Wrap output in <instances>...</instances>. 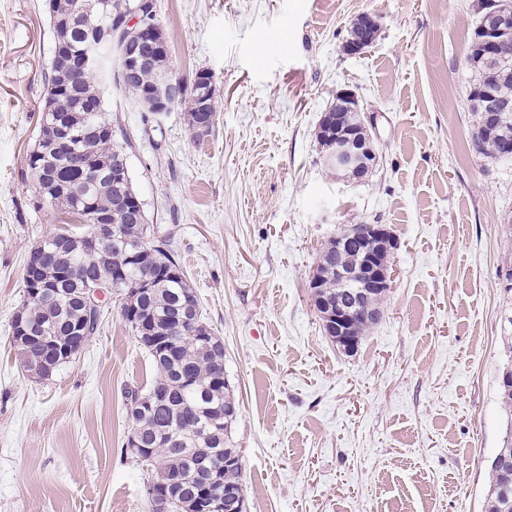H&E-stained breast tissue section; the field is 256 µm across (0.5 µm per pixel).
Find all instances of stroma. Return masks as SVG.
<instances>
[{"mask_svg":"<svg viewBox=\"0 0 512 512\" xmlns=\"http://www.w3.org/2000/svg\"><path fill=\"white\" fill-rule=\"evenodd\" d=\"M154 13L175 74L212 73L215 124L194 138L183 109L151 115L116 83L103 116L224 340L249 512H486L487 462L512 427L498 396L512 159L471 146L477 0H154ZM363 13L379 33L346 54ZM52 48L45 0H0V512H151L124 392L154 371L118 295L49 379L11 341L28 251L83 230L26 174ZM343 89L373 118L379 162L362 180L330 172L316 138ZM353 224L387 225L397 247L383 318L347 353L309 281Z\"/></svg>","mask_w":512,"mask_h":512,"instance_id":"obj_1","label":"stroma"}]
</instances>
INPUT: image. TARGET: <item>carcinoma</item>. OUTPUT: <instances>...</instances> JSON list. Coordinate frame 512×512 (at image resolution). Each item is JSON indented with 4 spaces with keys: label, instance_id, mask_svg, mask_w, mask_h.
<instances>
[{
    "label": "carcinoma",
    "instance_id": "carcinoma-1",
    "mask_svg": "<svg viewBox=\"0 0 512 512\" xmlns=\"http://www.w3.org/2000/svg\"><path fill=\"white\" fill-rule=\"evenodd\" d=\"M481 15L494 11L512 14V0H478ZM54 41L70 40V47L82 49L85 30L74 28L69 35L52 29ZM504 57L491 58L486 47L485 34L476 26L470 39L468 60L475 73L470 85L469 98L473 102L474 124L472 145L475 150L494 159L500 158L505 146L512 142V110L503 112L496 120L486 118L481 109V95L491 92L498 99L512 104V30L503 34ZM94 76L87 77L78 86V93L88 103L100 108L108 85ZM136 97L149 94L163 95V87L154 84L153 73L143 71L139 83L130 89ZM62 121L74 120L91 128L104 122L99 112L82 114L59 113ZM84 153L77 149L59 150L48 156H35V148L26 155V166L35 179L38 198L53 209L64 211L85 226L79 234L64 231L57 238L68 239V244L57 248L44 265L40 278L45 293L37 301L26 299L22 309L27 322L38 334H43L61 345L70 343L71 331L82 321L88 324L86 338L98 330L99 321L85 320L82 289L87 281L97 280L124 291L123 319L136 335L141 331L161 337L163 350L143 344L154 369V378L146 390L138 387L125 391V409L131 423L130 431L141 436L145 447L154 439H161L152 462H142L151 471L152 480L160 482L163 476L175 472L182 475L194 490H211L207 486L199 459L208 452L219 457L230 451L236 456V466L224 478L243 486L241 451L228 442L224 434V403L235 399L229 385L224 383V354L202 349L200 338L216 336L213 328L201 318L182 321L183 300L194 294L185 276L168 277L163 270L177 268L180 262L169 241L162 245L142 242L149 232L148 222L117 223V237L98 249L92 245L96 225L92 216L108 210L112 204L114 188L108 183L92 184L85 176L84 163L98 158L125 154L123 147L112 139V127L98 136ZM144 243L149 250L145 256L137 252V244ZM318 268L325 274L320 295L331 302L343 297L344 287L336 279V254L322 251ZM152 276L157 279L152 293L140 296L130 292L137 280ZM498 394L503 408L512 412V367L499 377ZM488 512H512V489L505 490L501 478L489 469Z\"/></svg>",
    "mask_w": 512,
    "mask_h": 512
}]
</instances>
